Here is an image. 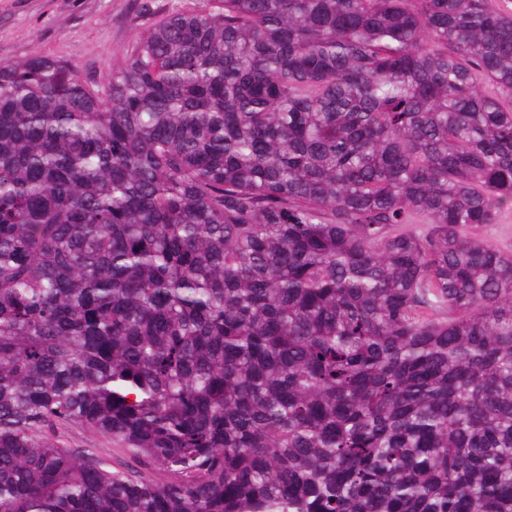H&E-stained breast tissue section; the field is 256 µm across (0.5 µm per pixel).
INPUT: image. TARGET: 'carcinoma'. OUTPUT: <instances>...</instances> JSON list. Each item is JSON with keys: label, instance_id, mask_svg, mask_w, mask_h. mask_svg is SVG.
I'll return each mask as SVG.
<instances>
[{"label": "carcinoma", "instance_id": "1", "mask_svg": "<svg viewBox=\"0 0 512 512\" xmlns=\"http://www.w3.org/2000/svg\"><path fill=\"white\" fill-rule=\"evenodd\" d=\"M202 3L0 63V512H512V15ZM479 233L489 245L512 254V204L501 212L497 224H488ZM55 435L62 447L88 450L112 471L132 473L142 470L131 450L113 442L112 437L85 425L65 423L57 426Z\"/></svg>", "mask_w": 512, "mask_h": 512}]
</instances>
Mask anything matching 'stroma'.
<instances>
[{"instance_id":"obj_1","label":"stroma","mask_w":512,"mask_h":512,"mask_svg":"<svg viewBox=\"0 0 512 512\" xmlns=\"http://www.w3.org/2000/svg\"><path fill=\"white\" fill-rule=\"evenodd\" d=\"M201 0H0V62L34 55L64 59L107 83L134 49L139 32L169 11ZM62 447L88 450L110 469L139 470L131 452L79 423L57 426Z\"/></svg>"}]
</instances>
